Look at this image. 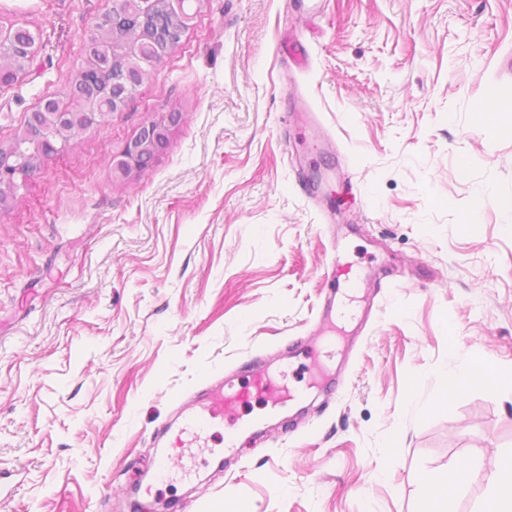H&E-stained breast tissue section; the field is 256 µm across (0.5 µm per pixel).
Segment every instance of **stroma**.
I'll list each match as a JSON object with an SVG mask.
<instances>
[{
	"label": "stroma",
	"instance_id": "obj_1",
	"mask_svg": "<svg viewBox=\"0 0 512 512\" xmlns=\"http://www.w3.org/2000/svg\"><path fill=\"white\" fill-rule=\"evenodd\" d=\"M112 7L0 0V24L39 38L0 86V147L66 97ZM192 11L121 110L0 213V512H421L424 479L458 463V512H480L512 401L448 393L442 372L453 345L512 382V112L476 122L512 104V0ZM168 112V145L113 178ZM334 245L356 282L344 322L322 316ZM251 359L303 402L148 479L159 429ZM181 119V113L168 112L160 120L149 121L139 134L126 146L120 158L112 161V176L126 179L138 168L142 155L154 152L160 144H167L172 127Z\"/></svg>",
	"mask_w": 512,
	"mask_h": 512
}]
</instances>
